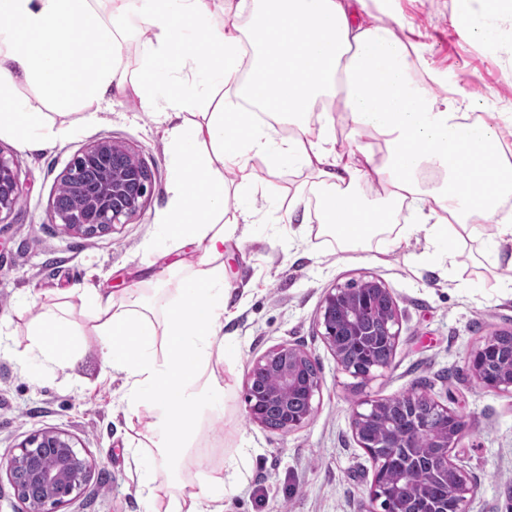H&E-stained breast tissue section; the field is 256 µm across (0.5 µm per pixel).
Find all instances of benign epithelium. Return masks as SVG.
I'll return each instance as SVG.
<instances>
[{
    "instance_id": "benign-epithelium-1",
    "label": "benign epithelium",
    "mask_w": 512,
    "mask_h": 512,
    "mask_svg": "<svg viewBox=\"0 0 512 512\" xmlns=\"http://www.w3.org/2000/svg\"><path fill=\"white\" fill-rule=\"evenodd\" d=\"M69 184L73 203L53 199L58 226L67 234L83 237L104 234L134 216L152 191V176L139 155L109 137H101L77 153L61 174ZM24 197L13 160L0 152V214L12 212ZM318 325L338 370L362 388L382 376L392 364L401 333L398 305L390 289L373 276L359 290L330 289L320 309ZM499 342L496 334L483 338L468 357L476 380L499 393L512 395V345L507 367L489 371L487 355ZM275 375L269 388L262 381ZM323 382L306 350L284 343L252 363L247 380V410L250 420L282 433L302 428L315 412V397ZM351 425L358 445L369 456L377 444L368 439L374 425L388 427L383 447L397 452L378 466L370 489V502L388 499L386 512H470L476 485L470 474L451 459L465 422L456 410L425 392L404 393L397 403L389 399L358 402ZM430 436L438 451L428 456L422 448ZM95 462L76 449L69 434L45 429L28 436L16 452L0 459L25 512H54L70 501L89 481ZM424 470L427 480L404 496L400 486L409 474Z\"/></svg>"
}]
</instances>
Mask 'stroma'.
<instances>
[{
  "label": "stroma",
  "instance_id": "obj_1",
  "mask_svg": "<svg viewBox=\"0 0 512 512\" xmlns=\"http://www.w3.org/2000/svg\"><path fill=\"white\" fill-rule=\"evenodd\" d=\"M455 0H392L385 22L421 44L415 80L431 70L453 86L465 112L512 114V12L486 14L474 4L471 21L455 22ZM494 39L482 36L484 29ZM70 135L40 151L22 149L0 134V153L13 159L25 188L21 204L0 217V457L27 435L57 429L70 434L96 462L82 493L58 512H139L128 451L142 432L128 424L118 382L95 346L66 371L38 358L20 361L42 307L61 305L75 329L86 332L77 294L97 288L123 299L142 269H164L155 309L163 311L177 282L198 261L181 250L180 268L167 270L155 250L163 241L156 222L172 177L164 125L135 98H115L94 120L67 116ZM136 151L155 183L142 209L113 232L83 238L64 234L51 202L72 158L101 137ZM256 222L224 252V283L232 319L224 326L222 407L202 426L198 455L223 466L236 485L227 512H368L375 464L352 434L351 412L362 398L385 399L416 389L458 411L466 426L453 460L477 485L471 512H506L512 505V396L479 384L468 355L486 336L512 330V270L494 267L483 240L462 247L455 262L425 241L382 253L379 241L346 251L307 230L283 223L282 212L256 194ZM381 278L402 315L399 344L384 376L364 389L340 373L317 324L334 286ZM292 343L319 363L323 389L318 408L302 428L282 434L250 421L245 382L254 359ZM37 368L40 383L28 380Z\"/></svg>",
  "mask_w": 512,
  "mask_h": 512
}]
</instances>
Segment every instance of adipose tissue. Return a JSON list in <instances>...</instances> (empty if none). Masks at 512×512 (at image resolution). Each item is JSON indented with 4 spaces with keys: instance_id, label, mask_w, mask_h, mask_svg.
<instances>
[{
    "instance_id": "obj_1",
    "label": "adipose tissue",
    "mask_w": 512,
    "mask_h": 512,
    "mask_svg": "<svg viewBox=\"0 0 512 512\" xmlns=\"http://www.w3.org/2000/svg\"><path fill=\"white\" fill-rule=\"evenodd\" d=\"M91 2L0 0V132L30 150L67 133L19 97L23 83L62 111L132 95L166 122L173 179L157 224L169 251L195 247L199 266L159 317L146 293L154 274L122 302L93 288L80 298L128 416L145 426L131 450L140 512H224L234 485L223 469L200 458L192 480L179 473L207 401L224 395L213 367L224 361V246L237 231L224 221L227 196L247 223L256 189L277 198L274 175L308 171V191H296L284 214L305 220L313 196L318 235L342 248H364L390 230L392 245L420 233L451 256L483 237L493 265L512 269V143L493 117L462 111L452 87L437 95L416 83L420 47L370 20L369 0H226L225 12L245 9L251 23L220 30L207 24L206 0H106V21ZM131 13L152 44L136 77L120 62ZM202 97L214 105L199 117ZM340 119L348 138L360 140L357 152L340 150ZM280 124L288 136L278 135ZM258 158L268 181L258 179ZM364 184L380 190L365 197ZM402 204L418 221L391 230ZM83 345L64 311L38 314L30 352L63 371Z\"/></svg>"
}]
</instances>
